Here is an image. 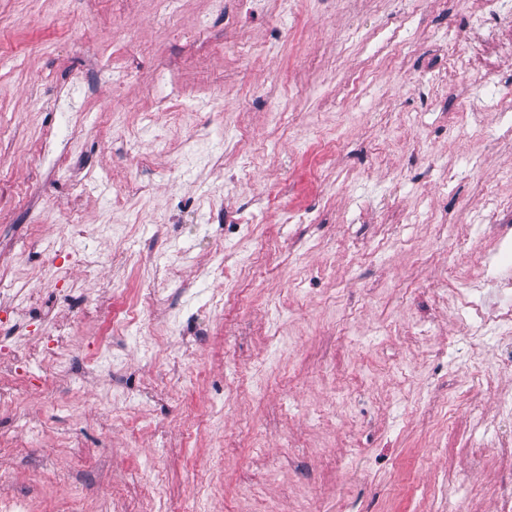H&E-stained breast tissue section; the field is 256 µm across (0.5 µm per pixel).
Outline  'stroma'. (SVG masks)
Listing matches in <instances>:
<instances>
[{"instance_id": "1", "label": "stroma", "mask_w": 512, "mask_h": 512, "mask_svg": "<svg viewBox=\"0 0 512 512\" xmlns=\"http://www.w3.org/2000/svg\"><path fill=\"white\" fill-rule=\"evenodd\" d=\"M488 33L472 0H0V336L74 329L0 407V494L448 512L445 479L494 512L512 472L461 368L495 379L499 419L512 329L445 301L472 289L449 255L494 253L484 205L512 195V54Z\"/></svg>"}]
</instances>
